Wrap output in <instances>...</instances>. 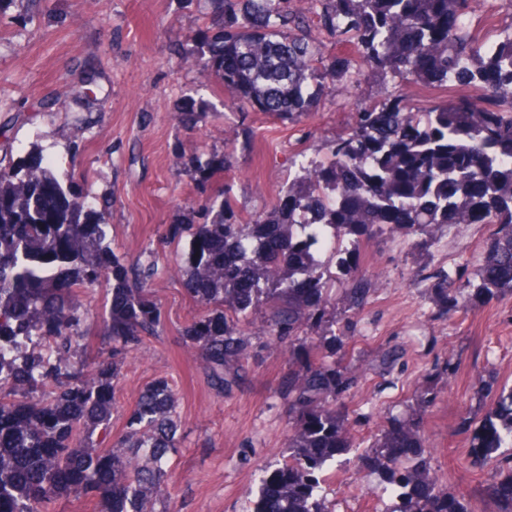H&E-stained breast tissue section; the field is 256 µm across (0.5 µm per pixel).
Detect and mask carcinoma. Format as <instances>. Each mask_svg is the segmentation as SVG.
Returning <instances> with one entry per match:
<instances>
[{
  "label": "carcinoma",
  "mask_w": 512,
  "mask_h": 512,
  "mask_svg": "<svg viewBox=\"0 0 512 512\" xmlns=\"http://www.w3.org/2000/svg\"><path fill=\"white\" fill-rule=\"evenodd\" d=\"M215 33L191 52L196 67L235 92L234 106L299 122L330 85L354 89L363 68L399 80L397 94L355 113L324 161L300 164L274 208L242 223L222 200L206 198L201 224H174L189 237L178 272L208 313L184 329L212 388L231 390L248 358L247 330L264 318L269 343L285 351L307 345L309 330L335 323L323 288L328 244L337 255L352 320L364 304L352 256L387 229L436 243L445 225L494 227L474 296L512 293V30L481 42L463 31L471 0H204ZM319 28L351 40L357 56L328 60ZM474 86L480 93L423 112L408 106L412 85ZM89 110L100 88L89 74L70 88ZM224 166L197 158L204 174ZM112 200L82 192L36 147L30 156L0 155V512H46L67 494L93 497L100 512H171L165 501L171 456L180 446L179 398L159 378L145 387L110 448L112 392L126 355L156 332L160 310L150 288L155 265L111 253ZM448 300L457 280L439 270ZM110 294L102 335L111 346L91 362L78 359L86 311L77 293ZM320 354L290 360L278 393L288 407V457L260 475L248 512H329L320 475L352 448L350 423L336 406L357 377L336 368V340ZM512 450V386L486 405L471 444L482 467ZM419 420L389 421L368 451L393 495L390 512H469L427 472ZM497 512H512V466L495 473Z\"/></svg>",
  "instance_id": "cac0c4a2"
}]
</instances>
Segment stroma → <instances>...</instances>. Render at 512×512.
I'll return each mask as SVG.
<instances>
[{"mask_svg": "<svg viewBox=\"0 0 512 512\" xmlns=\"http://www.w3.org/2000/svg\"><path fill=\"white\" fill-rule=\"evenodd\" d=\"M466 26L494 40L512 26V0H472ZM210 34L196 0H42L31 16L22 0H0V151L24 157L42 146L80 187L111 198L112 250L130 261L148 249L158 265L149 286L161 321L124 363L110 437L125 432L147 384L174 381L181 420L169 501L175 512H245L256 470L284 450L288 436L277 394L288 356L267 345L261 322L250 328L243 382L222 396L181 335L204 313L176 272L188 241L169 233L171 225L202 221L192 160L224 157V167L207 176L208 191L224 194L249 221L277 204L297 173V154L323 158L357 107L397 91L367 68L356 89H334L301 121L241 111L231 106L232 89L186 61ZM89 73L107 95L86 114L69 89ZM181 112L193 113L194 126L179 122ZM434 235L427 249L391 232L361 243L369 292L353 322L340 316L334 327L343 343L337 366L360 375L342 404L361 448L388 417L423 416L431 476L476 512H495L494 471L472 466L470 439L483 416L484 378L512 383V294L474 297L467 312L448 311L421 278L442 267L475 281L490 227H438ZM384 486L354 451L320 494L329 512H388Z\"/></svg>", "mask_w": 512, "mask_h": 512, "instance_id": "35a3bbf8", "label": "stroma"}]
</instances>
